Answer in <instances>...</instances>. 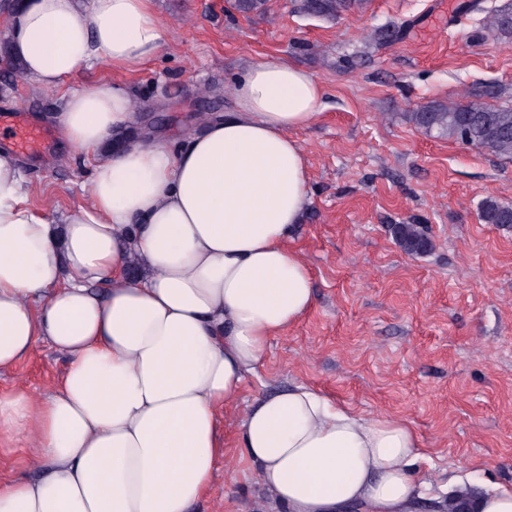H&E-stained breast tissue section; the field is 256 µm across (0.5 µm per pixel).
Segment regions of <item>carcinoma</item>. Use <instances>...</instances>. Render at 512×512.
<instances>
[{"label": "carcinoma", "mask_w": 512, "mask_h": 512, "mask_svg": "<svg viewBox=\"0 0 512 512\" xmlns=\"http://www.w3.org/2000/svg\"><path fill=\"white\" fill-rule=\"evenodd\" d=\"M363 4L364 0H303L302 9L319 17L334 19ZM489 27L494 35L511 39L512 7L505 6L491 14ZM472 97L473 101L466 105L431 102L409 113V120L427 132L512 157V107L482 102L483 97H495L491 86L473 91ZM482 219L487 224H512V205L490 200L482 208ZM392 235L396 243L410 254L425 253L432 246L417 224H394Z\"/></svg>", "instance_id": "1"}]
</instances>
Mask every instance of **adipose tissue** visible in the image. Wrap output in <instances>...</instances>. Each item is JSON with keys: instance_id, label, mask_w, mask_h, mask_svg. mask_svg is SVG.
Returning <instances> with one entry per match:
<instances>
[{"instance_id": "adipose-tissue-1", "label": "adipose tissue", "mask_w": 512, "mask_h": 512, "mask_svg": "<svg viewBox=\"0 0 512 512\" xmlns=\"http://www.w3.org/2000/svg\"><path fill=\"white\" fill-rule=\"evenodd\" d=\"M9 28L23 78L62 91L63 137L95 161L88 204L56 225L0 151V372L41 340L67 357L52 394H0V435L39 473L0 482V512H190L224 453L219 412L314 303L287 242L310 202L297 134L323 88L252 61L232 114L174 149L135 136L123 85L67 86L97 64L150 62L166 40L154 0H22ZM238 432L288 512H410L419 495L407 423L306 385L256 398Z\"/></svg>"}]
</instances>
